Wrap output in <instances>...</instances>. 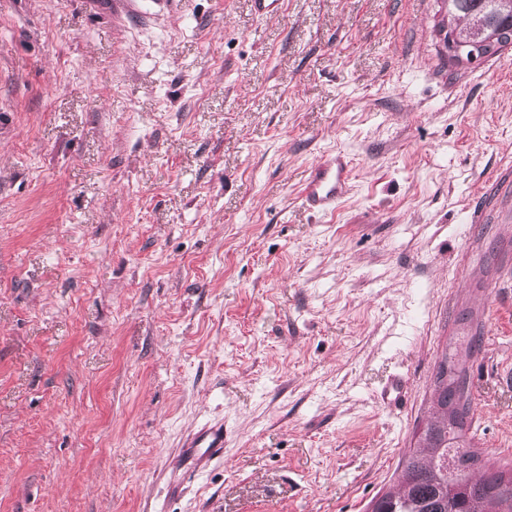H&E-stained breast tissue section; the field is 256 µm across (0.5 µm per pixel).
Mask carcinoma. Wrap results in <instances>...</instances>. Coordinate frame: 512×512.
<instances>
[{"label":"carcinoma","mask_w":512,"mask_h":512,"mask_svg":"<svg viewBox=\"0 0 512 512\" xmlns=\"http://www.w3.org/2000/svg\"><path fill=\"white\" fill-rule=\"evenodd\" d=\"M448 23L460 40L470 36L468 26L456 18L476 19L484 38L490 41L485 58L501 54L512 45V0H444ZM476 337L460 343L462 353L443 355L433 379V418L419 438L421 450L408 451L398 467V491L372 500V512H512V467L476 475L481 452L457 466L442 470L448 444L455 432L465 431L470 415L466 388V361Z\"/></svg>","instance_id":"cac0c4a2"}]
</instances>
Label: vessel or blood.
<instances>
[{"label":"vessel or blood","instance_id":"obj_1","mask_svg":"<svg viewBox=\"0 0 512 512\" xmlns=\"http://www.w3.org/2000/svg\"><path fill=\"white\" fill-rule=\"evenodd\" d=\"M351 169L346 158L336 152L323 155L311 167L302 188V199L310 207L332 211L347 194ZM224 450V427L206 425L198 429L183 449L186 458L196 465L209 463Z\"/></svg>","mask_w":512,"mask_h":512}]
</instances>
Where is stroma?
Wrapping results in <instances>:
<instances>
[{
  "label": "stroma",
  "instance_id": "1",
  "mask_svg": "<svg viewBox=\"0 0 512 512\" xmlns=\"http://www.w3.org/2000/svg\"><path fill=\"white\" fill-rule=\"evenodd\" d=\"M282 2L0 0V512H365L457 336L512 467V47L456 73L439 0ZM351 181L349 162L340 153L323 155L311 167L302 199L311 208L333 211L347 194ZM224 450V425L212 424L198 429L189 439L182 452L196 465H205Z\"/></svg>",
  "mask_w": 512,
  "mask_h": 512
}]
</instances>
